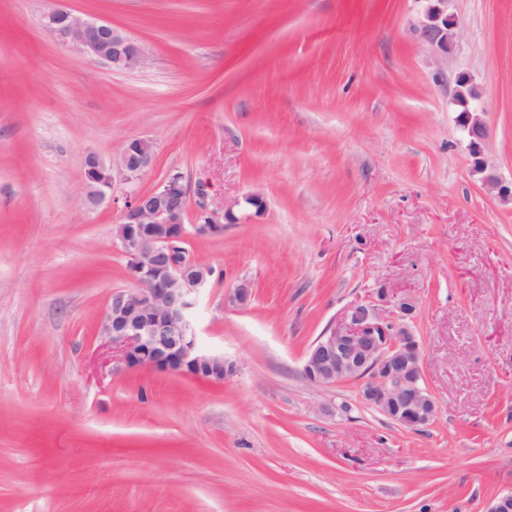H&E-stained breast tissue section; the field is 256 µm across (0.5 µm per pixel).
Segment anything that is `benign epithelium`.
<instances>
[{"instance_id": "7a95c632", "label": "benign epithelium", "mask_w": 512, "mask_h": 512, "mask_svg": "<svg viewBox=\"0 0 512 512\" xmlns=\"http://www.w3.org/2000/svg\"><path fill=\"white\" fill-rule=\"evenodd\" d=\"M422 2L418 36L433 54L446 57L458 46V20L448 12V0ZM43 26L93 62L130 70L144 60L141 43L107 21L61 8L44 13ZM457 126L473 160V174L488 193L512 202V178L500 175L486 157L488 129L480 108L460 113ZM153 159V143L143 138L125 140L109 163L94 152L84 157L86 208L95 209L112 198L104 172L116 169L130 185L121 222L113 227V243L126 259L131 287L112 292L98 330L118 349L128 370L151 368L220 382L233 364L201 349L194 325V310L212 271L198 268L188 255H176L174 247L192 236L222 234L224 222L234 218V206L240 202L220 212L202 205L198 222L188 224L184 204L188 191L179 177L170 176L148 192L134 188ZM416 310L411 294L377 289L376 296L350 306L340 321L315 339L304 361L305 379L318 387L360 380L365 403L390 420L414 430L435 422L439 408L424 384L423 350L406 326Z\"/></svg>"}]
</instances>
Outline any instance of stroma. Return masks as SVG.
I'll list each match as a JSON object with an SVG mask.
<instances>
[{
  "mask_svg": "<svg viewBox=\"0 0 512 512\" xmlns=\"http://www.w3.org/2000/svg\"><path fill=\"white\" fill-rule=\"evenodd\" d=\"M56 6L124 30L143 64L63 47L40 23ZM448 10L462 38L438 57L420 0H0V512H487L512 490V204L472 176L453 105L470 73L511 176L512 0ZM138 137L139 189L181 174L188 219L266 200L185 243L214 269L194 321L223 382L127 370L98 333L129 285L128 186L84 209L83 158ZM380 288L417 301L440 410L419 431L361 381L302 375Z\"/></svg>",
  "mask_w": 512,
  "mask_h": 512,
  "instance_id": "1",
  "label": "stroma"
}]
</instances>
